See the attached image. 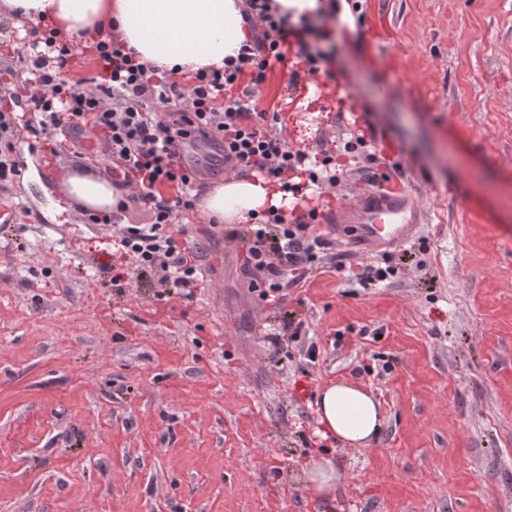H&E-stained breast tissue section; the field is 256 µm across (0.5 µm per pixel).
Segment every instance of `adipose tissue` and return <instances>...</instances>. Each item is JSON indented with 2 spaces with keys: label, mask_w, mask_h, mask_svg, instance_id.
Listing matches in <instances>:
<instances>
[{
  "label": "adipose tissue",
  "mask_w": 512,
  "mask_h": 512,
  "mask_svg": "<svg viewBox=\"0 0 512 512\" xmlns=\"http://www.w3.org/2000/svg\"><path fill=\"white\" fill-rule=\"evenodd\" d=\"M243 0H0V15L50 26L59 34L96 44L116 38L134 49L157 73L179 79L204 68H220L237 55L251 32ZM73 201L90 211H112L128 191L102 175L78 176L63 184ZM280 183L264 179L229 180L213 185L200 203L202 215L234 223L279 205ZM323 437L352 447L369 445L381 427L380 407L366 390L347 383L324 387L317 400Z\"/></svg>",
  "instance_id": "obj_1"
}]
</instances>
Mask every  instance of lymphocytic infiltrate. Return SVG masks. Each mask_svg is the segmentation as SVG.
Returning <instances> with one entry per match:
<instances>
[{
	"mask_svg": "<svg viewBox=\"0 0 512 512\" xmlns=\"http://www.w3.org/2000/svg\"><path fill=\"white\" fill-rule=\"evenodd\" d=\"M250 18L261 31L228 57L220 69H203L182 84L136 59L133 50L110 39L97 42L94 61L98 90L85 93L64 79L75 46L56 33H37L21 69L32 76L28 108L36 123L31 130L53 149L64 146L73 131L98 136L111 158L108 167L130 196L119 212L139 213L136 224L122 225V242L143 272H160L175 288L197 281V251L181 247L169 227L177 215L195 207L193 185L198 166L185 162L183 151L200 142L221 147V163L279 179L301 166V155L289 151L278 131L277 115L261 108L256 92L272 63L283 61L294 30L275 0H247ZM250 85H243V75ZM276 231L256 225L245 234L244 265L265 275L260 299L277 304L283 288L300 282L319 253L329 248L308 225L274 215Z\"/></svg>",
	"mask_w": 512,
	"mask_h": 512,
	"instance_id": "1",
	"label": "lymphocytic infiltrate"
}]
</instances>
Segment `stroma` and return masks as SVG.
<instances>
[{"mask_svg":"<svg viewBox=\"0 0 512 512\" xmlns=\"http://www.w3.org/2000/svg\"><path fill=\"white\" fill-rule=\"evenodd\" d=\"M259 88L291 151L340 164L318 202L321 262L262 303L229 224L176 220L193 297L132 267L110 224L62 191L105 169L83 134L52 155L19 127L0 187V512H512V0H321ZM365 152L346 153L356 131ZM412 192L421 232L385 253L329 216ZM393 266L345 281L337 263ZM299 322L298 336L284 329ZM318 355L309 358V345ZM356 383L380 404L367 448L323 438L315 402ZM335 457L334 497L305 470Z\"/></svg>","mask_w":512,"mask_h":512,"instance_id":"obj_1","label":"stroma"}]
</instances>
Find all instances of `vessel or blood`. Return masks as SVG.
Here are the masks:
<instances>
[{"label": "vessel or blood", "instance_id": "b4317fda", "mask_svg": "<svg viewBox=\"0 0 512 512\" xmlns=\"http://www.w3.org/2000/svg\"><path fill=\"white\" fill-rule=\"evenodd\" d=\"M332 221L352 225L361 246L379 250L412 239L422 229L425 214L413 194L387 188L366 192L337 207Z\"/></svg>", "mask_w": 512, "mask_h": 512}]
</instances>
